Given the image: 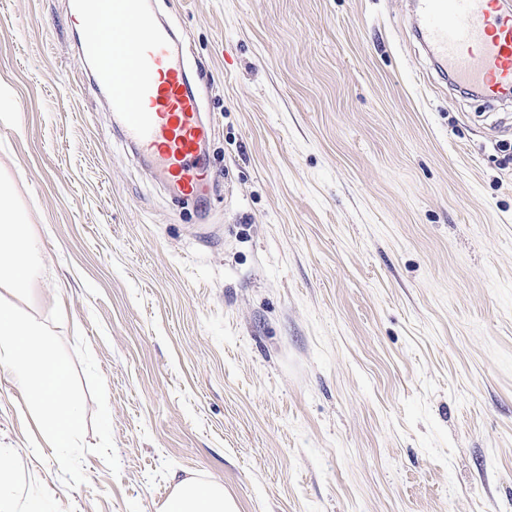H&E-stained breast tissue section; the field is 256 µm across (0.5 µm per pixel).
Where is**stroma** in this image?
<instances>
[{"label": "stroma", "instance_id": "35a3bbf8", "mask_svg": "<svg viewBox=\"0 0 512 512\" xmlns=\"http://www.w3.org/2000/svg\"><path fill=\"white\" fill-rule=\"evenodd\" d=\"M73 0H0V178L44 247L12 303L104 378L120 461L61 480L0 370L8 512H512V100L412 0H156L203 79L209 190L124 142ZM164 512H239L224 487L213 483L183 480L164 507Z\"/></svg>", "mask_w": 512, "mask_h": 512}]
</instances>
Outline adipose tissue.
<instances>
[{"instance_id":"obj_1","label":"adipose tissue","mask_w":512,"mask_h":512,"mask_svg":"<svg viewBox=\"0 0 512 512\" xmlns=\"http://www.w3.org/2000/svg\"><path fill=\"white\" fill-rule=\"evenodd\" d=\"M42 241L30 225L16 218L9 190L0 186V288L13 291L37 286L43 276ZM164 512H239L223 486L184 480L177 484Z\"/></svg>"}]
</instances>
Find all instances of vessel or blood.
<instances>
[{"label":"vessel or blood","instance_id":"1","mask_svg":"<svg viewBox=\"0 0 512 512\" xmlns=\"http://www.w3.org/2000/svg\"><path fill=\"white\" fill-rule=\"evenodd\" d=\"M414 8L415 37L457 86L492 101L512 94V0H414ZM73 10L95 33L82 54L112 91L125 141L178 194H202L213 127L154 0H74Z\"/></svg>","mask_w":512,"mask_h":512}]
</instances>
